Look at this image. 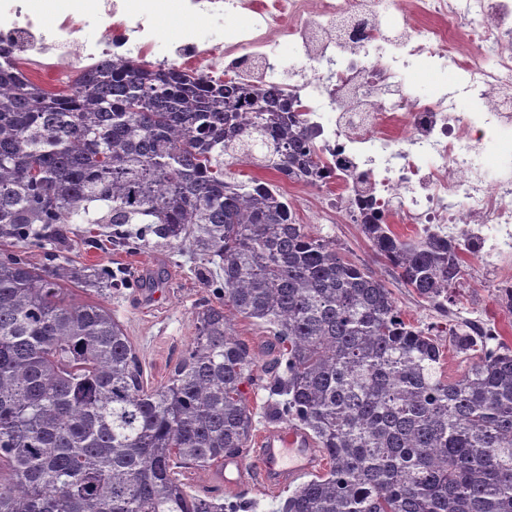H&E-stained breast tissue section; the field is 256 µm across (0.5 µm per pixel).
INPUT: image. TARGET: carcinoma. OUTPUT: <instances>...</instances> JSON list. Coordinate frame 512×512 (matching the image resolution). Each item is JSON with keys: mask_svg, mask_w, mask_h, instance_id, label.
Returning <instances> with one entry per match:
<instances>
[{"mask_svg": "<svg viewBox=\"0 0 512 512\" xmlns=\"http://www.w3.org/2000/svg\"><path fill=\"white\" fill-rule=\"evenodd\" d=\"M314 137L296 89L118 59L56 95L0 64V512H244L179 475L246 450L258 387L329 464L282 512H512V347L451 323L466 365L442 377L433 329L405 322L276 184L233 176L246 161L313 186ZM65 224H105L130 249L155 236L219 270L163 384L145 387L112 311L68 288L123 280L28 263ZM362 230L404 287L453 314L460 239ZM231 314L267 326V376Z\"/></svg>", "mask_w": 512, "mask_h": 512, "instance_id": "1", "label": "carcinoma"}]
</instances>
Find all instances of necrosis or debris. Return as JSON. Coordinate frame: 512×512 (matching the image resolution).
I'll list each match as a JSON object with an SVG mask.
<instances>
[{
    "label": "necrosis or debris",
    "mask_w": 512,
    "mask_h": 512,
    "mask_svg": "<svg viewBox=\"0 0 512 512\" xmlns=\"http://www.w3.org/2000/svg\"><path fill=\"white\" fill-rule=\"evenodd\" d=\"M226 11L240 24L203 38L200 22ZM174 13L195 22L169 38L163 64L299 82L328 166L320 209L459 237L483 260L477 276L512 293V0H0V61L65 93L103 60L151 56ZM421 64L454 69V88L414 96L404 76ZM460 96L477 111L458 112Z\"/></svg>",
    "instance_id": "4bbe7bcc"
}]
</instances>
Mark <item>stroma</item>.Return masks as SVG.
<instances>
[{
    "label": "stroma",
    "mask_w": 512,
    "mask_h": 512,
    "mask_svg": "<svg viewBox=\"0 0 512 512\" xmlns=\"http://www.w3.org/2000/svg\"><path fill=\"white\" fill-rule=\"evenodd\" d=\"M302 197L303 207L296 212L299 223L334 238L343 256L375 273L392 291L407 322L420 327L443 326L440 313L391 276L361 225L340 224L335 216L320 215L315 191L303 192ZM66 231L64 246L28 247V262L36 267L97 265L125 278L126 287L105 295L80 287L74 288L73 294L80 301L110 308L139 357L145 385L153 388L164 383L196 334L198 304L211 296L199 258L165 247L133 252L106 240L91 248L84 244L79 225H67ZM455 313L459 320L497 331L501 340L512 346V305L499 302L494 289L463 278ZM182 480L189 493L241 498L251 503V512H281L289 493L285 487L274 491L256 484L228 488L212 468L186 470Z\"/></svg>",
    "instance_id": "1"
}]
</instances>
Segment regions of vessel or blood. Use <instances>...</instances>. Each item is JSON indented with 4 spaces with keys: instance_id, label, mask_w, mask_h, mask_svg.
<instances>
[{
    "instance_id": "obj_1",
    "label": "vessel or blood",
    "mask_w": 512,
    "mask_h": 512,
    "mask_svg": "<svg viewBox=\"0 0 512 512\" xmlns=\"http://www.w3.org/2000/svg\"><path fill=\"white\" fill-rule=\"evenodd\" d=\"M254 456L255 464L251 467L239 457L226 459L225 485L235 486L250 478L266 487H280L317 466L308 438L293 427L261 434L255 441Z\"/></svg>"
}]
</instances>
